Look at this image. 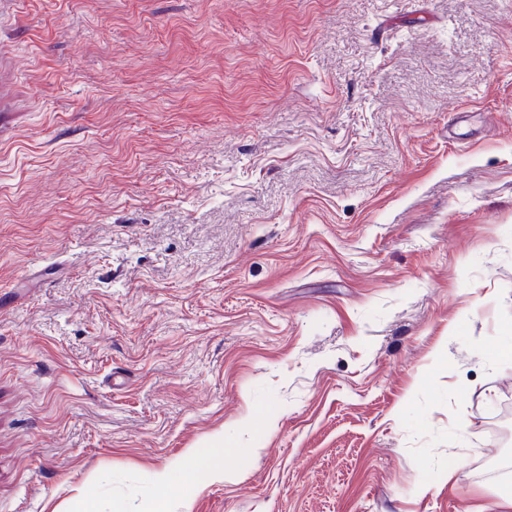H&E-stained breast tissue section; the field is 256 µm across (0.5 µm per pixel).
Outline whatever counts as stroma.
<instances>
[{
    "label": "stroma",
    "instance_id": "stroma-1",
    "mask_svg": "<svg viewBox=\"0 0 512 512\" xmlns=\"http://www.w3.org/2000/svg\"><path fill=\"white\" fill-rule=\"evenodd\" d=\"M510 325L512 0H0V512H500ZM202 448L205 453L190 450L180 461L171 467L156 471L153 479L176 489L192 484L200 471H206L214 479L223 480L228 472L224 467V433L216 432L205 439ZM94 490H88L82 494L73 506L76 510L66 512H170L173 510V500H151L141 502L139 505H131L124 502H109L105 506L101 504L99 495Z\"/></svg>",
    "mask_w": 512,
    "mask_h": 512
}]
</instances>
